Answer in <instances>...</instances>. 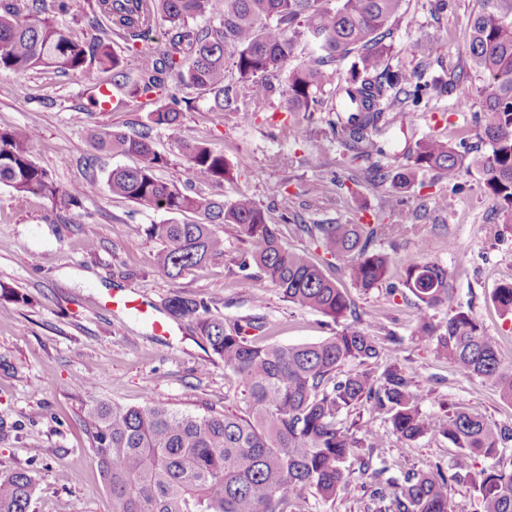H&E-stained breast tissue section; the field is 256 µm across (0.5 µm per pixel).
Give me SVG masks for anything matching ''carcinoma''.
<instances>
[{
    "label": "carcinoma",
    "mask_w": 512,
    "mask_h": 512,
    "mask_svg": "<svg viewBox=\"0 0 512 512\" xmlns=\"http://www.w3.org/2000/svg\"><path fill=\"white\" fill-rule=\"evenodd\" d=\"M406 0H86V17L96 34L87 39L59 25L53 14L69 10V0H0V72L23 75L38 67L82 72L101 87L89 68L95 61L112 71L108 90L124 98L150 97L169 80L207 96V111L220 120L226 112L243 117L282 98L281 109L310 118L328 113L333 135L366 163V177L408 187L418 169L445 172L456 181L467 167V151L438 137L416 143L409 163L395 173L373 160L374 137L389 115L416 103L429 89L454 88L460 75L423 80L390 67L391 27L404 16ZM173 34L161 49L139 52L137 66L125 69L111 50L112 36L148 43L156 18ZM202 20L193 27L189 21ZM469 53L484 74L480 136L490 152L476 161L487 193L512 217V0H479L471 19ZM357 60L346 76L336 64ZM297 62L289 72L288 63ZM237 73L228 78L227 67ZM333 88L326 107L321 92ZM181 100L174 94L147 116L146 131L114 132L95 144L114 154H137L145 164L116 167L108 190L155 211L192 212L199 221L150 224L145 233L164 243L158 264L178 278L184 271L224 254L217 224H232L251 244L241 268L255 267L287 303L321 313L336 333L304 345L259 344L260 316L227 321L206 315L207 304L179 293L169 314L189 320L197 335L221 359L241 386L243 411L193 415L146 402L127 407L97 403L81 417L93 461L105 483L109 512H307L309 498L329 502L349 483L360 481L366 512H457L448 499L453 485H468L483 512H512V458L505 445L512 427L497 426L461 405L442 414L424 408L429 390L414 384L398 362L386 363L377 332L383 318L357 313L354 301L304 253L283 247L266 212L252 197L231 200L195 197L163 181L156 171L167 164L153 150L147 130L159 128L180 145L191 168L216 184L233 177L224 153L183 138ZM36 142L23 127L0 130V185L17 203L32 196L66 209L79 205L92 182L59 188L36 164ZM410 217L399 224H299L334 259L349 261V275L364 292L382 286L390 256L372 248L375 239L402 237ZM427 244L403 260L402 286L415 297L422 316L417 336L435 343L437 353L463 374L499 390L512 406V363L496 339L484 334L471 310L458 308L434 324L429 311L448 302L454 276L425 260ZM503 318L512 320V283L493 295ZM346 365L353 369L344 372ZM388 416L390 430L379 433L358 423L361 412ZM405 441L443 437L455 453L447 468L406 471L388 477L389 466L375 455L389 436ZM492 461L480 471L478 458ZM36 483L26 471L0 478V512H29Z\"/></svg>",
    "instance_id": "1"
}]
</instances>
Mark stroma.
<instances>
[{
  "mask_svg": "<svg viewBox=\"0 0 512 512\" xmlns=\"http://www.w3.org/2000/svg\"><path fill=\"white\" fill-rule=\"evenodd\" d=\"M477 8L478 0H450L443 11L436 0H407L404 17L393 27L391 67L410 72L421 66L429 77L462 70L469 103L461 109L456 93L432 92L396 113L376 137L381 165L405 164L416 142L427 136L466 141L473 160L488 153L473 121L482 107L485 79L468 57V22ZM419 39L434 46L429 63H421L412 50ZM176 94L183 100L184 137L222 151L234 178L219 186L196 174L166 131L155 129L152 145L168 158L160 178L206 197L250 195L267 210L285 248L306 252L335 276L359 311L392 317L403 342L382 341L383 359L403 364L415 383L429 388L427 410L438 413L456 402L489 422L512 424V406L493 387L460 373L439 357L434 343L416 336L419 311L411 293L398 285L402 259L429 241L428 260L456 275L454 294L433 310L434 320L445 321L460 307L472 310L484 333L512 359V322L501 319L492 301L496 289L512 281V230L496 239L487 235L486 225L505 223L507 216L484 194L480 167L465 168L454 185L438 171H416L413 185L401 195L406 208L421 211V218L402 238L376 242L392 260L390 280L398 288L365 293L350 280L345 262L324 255L297 226L392 223L384 207L391 183L362 181L349 191L339 188L358 165L322 113L304 120L306 132L298 139L279 127L282 113L264 111L245 121L229 112L217 122L205 96L182 88ZM147 113L133 99L116 110H101L77 72L40 67L18 76L0 74V128H26L42 145L36 163L59 186L96 184L80 207L59 217L48 199L33 197L19 206L10 188L0 186V305L10 309L0 317V476L24 470L35 478L41 492L30 512H108L107 491L80 424L97 402L138 406L151 401L196 414L241 408L235 376L187 322L172 321L169 336H154L143 320L112 309L111 296L139 298L161 309L180 292L204 300L211 317H263L270 341L280 344L314 343L333 333L329 318L289 305L259 271L240 269L250 244L235 226L214 227L224 239L223 256L175 280L165 275L157 264L163 243L144 229L169 222L170 214L112 198L106 188L112 168L138 166L140 158L113 156L91 142L95 133L143 130ZM273 156L278 164H270ZM442 195L452 203L435 209L433 202ZM82 378L89 387L78 388ZM378 454L397 477L447 466L453 450L443 438L405 442L394 437Z\"/></svg>",
  "mask_w": 512,
  "mask_h": 512,
  "instance_id": "1",
  "label": "stroma"
}]
</instances>
